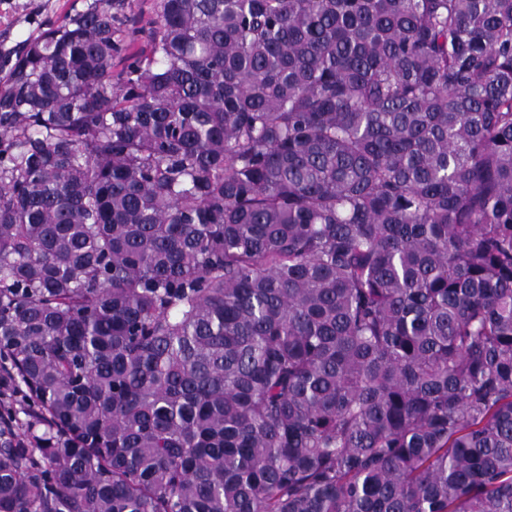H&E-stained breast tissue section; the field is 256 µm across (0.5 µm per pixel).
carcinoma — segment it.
Listing matches in <instances>:
<instances>
[{
  "label": "carcinoma",
  "instance_id": "carcinoma-1",
  "mask_svg": "<svg viewBox=\"0 0 512 512\" xmlns=\"http://www.w3.org/2000/svg\"><path fill=\"white\" fill-rule=\"evenodd\" d=\"M3 64L0 512H512V0H91Z\"/></svg>",
  "mask_w": 512,
  "mask_h": 512
}]
</instances>
